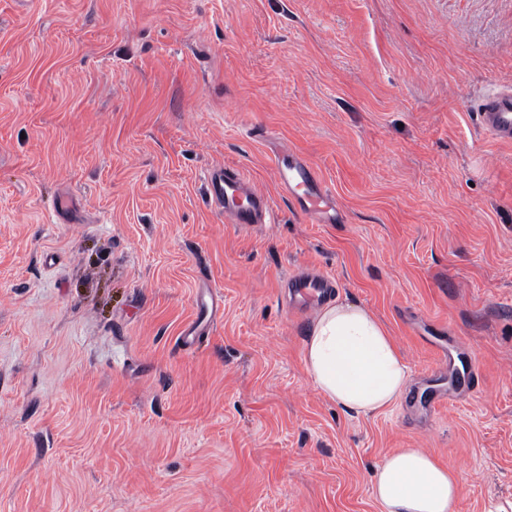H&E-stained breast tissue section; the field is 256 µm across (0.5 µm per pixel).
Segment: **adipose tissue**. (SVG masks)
I'll return each mask as SVG.
<instances>
[{"mask_svg": "<svg viewBox=\"0 0 512 512\" xmlns=\"http://www.w3.org/2000/svg\"><path fill=\"white\" fill-rule=\"evenodd\" d=\"M315 388L353 416L381 412L403 395L409 374L385 324L345 299L322 306L304 343ZM462 487L452 466L419 448H400L379 467L374 497L382 512H458Z\"/></svg>", "mask_w": 512, "mask_h": 512, "instance_id": "adipose-tissue-1", "label": "adipose tissue"}]
</instances>
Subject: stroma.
<instances>
[{"label": "stroma", "instance_id": "obj_1", "mask_svg": "<svg viewBox=\"0 0 512 512\" xmlns=\"http://www.w3.org/2000/svg\"><path fill=\"white\" fill-rule=\"evenodd\" d=\"M512 0H0V512H381L378 465H452L459 512L512 500ZM343 212L313 224L272 152ZM270 198L225 223L216 167ZM314 268L408 368L368 417L302 352ZM223 297L193 350L199 289ZM473 368L427 414L437 349ZM478 114L480 126L490 137L512 143V88H498L485 96ZM273 163L278 184L295 209L319 224L330 222L329 212L336 211L335 199L314 165L298 155H288V159L277 156ZM288 288L304 302H324L331 293V282L324 276H295L288 280Z\"/></svg>", "mask_w": 512, "mask_h": 512}]
</instances>
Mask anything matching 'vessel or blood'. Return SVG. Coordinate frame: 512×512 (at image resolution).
I'll return each instance as SVG.
<instances>
[{"instance_id": "b4317fda", "label": "vessel or blood", "mask_w": 512, "mask_h": 512, "mask_svg": "<svg viewBox=\"0 0 512 512\" xmlns=\"http://www.w3.org/2000/svg\"><path fill=\"white\" fill-rule=\"evenodd\" d=\"M479 121L494 140L512 143V88L498 89L485 96L480 104ZM273 163L278 184L295 209L309 220L330 222V213L336 208L335 199L314 165L298 155L277 157ZM207 184L213 203L223 209L227 222L246 230L272 223L269 197L246 174L230 167L215 168L209 173ZM288 286L307 303L325 301L332 288L330 281L321 275L297 276L289 279ZM196 304L197 318L179 338L186 349L194 347L208 333L220 308L216 294L207 287L198 292Z\"/></svg>"}]
</instances>
